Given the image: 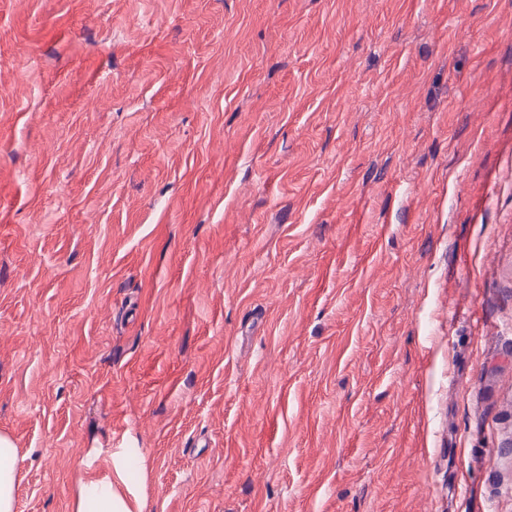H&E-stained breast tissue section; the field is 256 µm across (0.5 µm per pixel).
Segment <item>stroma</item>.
Wrapping results in <instances>:
<instances>
[{
  "mask_svg": "<svg viewBox=\"0 0 512 512\" xmlns=\"http://www.w3.org/2000/svg\"><path fill=\"white\" fill-rule=\"evenodd\" d=\"M16 512H512V0H0ZM128 452L116 453L112 463L122 485L106 478H90L84 482L74 504V512H134V482L128 465Z\"/></svg>",
  "mask_w": 512,
  "mask_h": 512,
  "instance_id": "35a3bbf8",
  "label": "stroma"
}]
</instances>
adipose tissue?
<instances>
[{
	"label": "adipose tissue",
	"instance_id": "1",
	"mask_svg": "<svg viewBox=\"0 0 512 512\" xmlns=\"http://www.w3.org/2000/svg\"><path fill=\"white\" fill-rule=\"evenodd\" d=\"M18 450L13 439L0 434V512H15L21 477L17 468ZM128 452L112 459L116 480L91 478L84 482L74 504V512H134V482Z\"/></svg>",
	"mask_w": 512,
	"mask_h": 512
}]
</instances>
